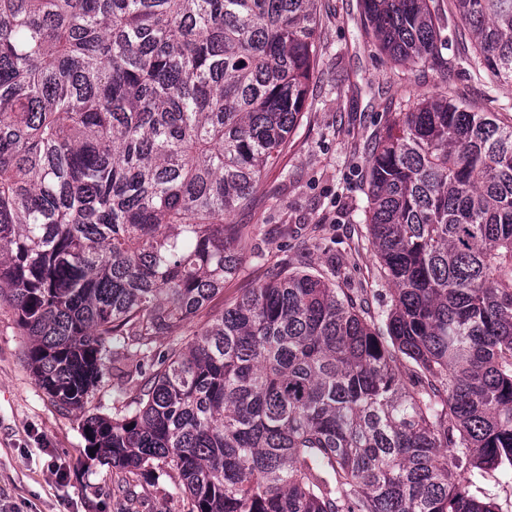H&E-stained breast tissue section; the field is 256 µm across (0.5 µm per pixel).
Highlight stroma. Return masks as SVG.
Here are the masks:
<instances>
[{
	"label": "stroma",
	"instance_id": "1",
	"mask_svg": "<svg viewBox=\"0 0 512 512\" xmlns=\"http://www.w3.org/2000/svg\"><path fill=\"white\" fill-rule=\"evenodd\" d=\"M320 39L327 47L311 84L312 107L295 143L263 176L249 210L230 221L252 234L238 277L228 280L210 313L281 270L335 274L343 288H370L373 306L389 309L392 292L375 277L378 259L366 240L365 175L379 119L391 98L451 94L481 108L487 91L456 57L462 46L448 20L450 79L439 72L390 67L360 35V0H322ZM26 339L12 309L0 303V512H192L178 476L163 465L146 475L114 468L92 456L82 425L90 414L112 416L139 395L138 372L152 352L120 348L116 373H105L81 411L62 408L35 383L24 363ZM68 476L59 479L57 461Z\"/></svg>",
	"mask_w": 512,
	"mask_h": 512
}]
</instances>
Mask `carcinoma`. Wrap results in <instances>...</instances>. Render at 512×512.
<instances>
[{
	"mask_svg": "<svg viewBox=\"0 0 512 512\" xmlns=\"http://www.w3.org/2000/svg\"><path fill=\"white\" fill-rule=\"evenodd\" d=\"M432 0H362L393 66L444 61ZM512 85V0H448ZM318 0H0V298L36 384L85 407L111 344L151 348L238 275L228 222L306 117ZM368 160L379 279L281 272L172 340L97 456L176 472L193 512H500L512 476V123L425 93ZM470 490L478 497L494 498L501 512H512V482H506L497 471L485 473L470 486Z\"/></svg>",
	"mask_w": 512,
	"mask_h": 512,
	"instance_id": "cac0c4a2",
	"label": "carcinoma"
}]
</instances>
